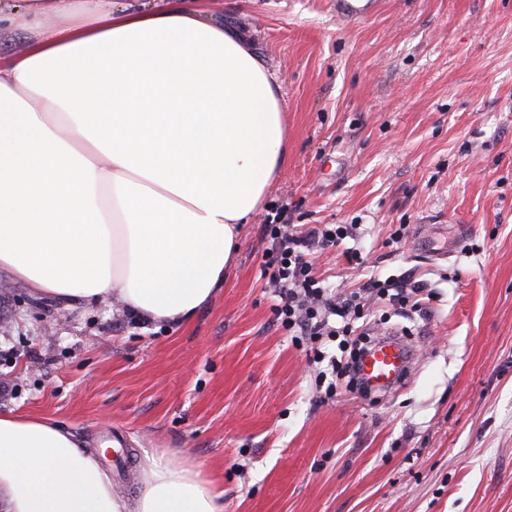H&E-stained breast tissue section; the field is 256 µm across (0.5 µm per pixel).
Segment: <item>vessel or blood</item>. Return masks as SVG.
Masks as SVG:
<instances>
[{"label":"vessel or blood","instance_id":"b4317fda","mask_svg":"<svg viewBox=\"0 0 512 512\" xmlns=\"http://www.w3.org/2000/svg\"><path fill=\"white\" fill-rule=\"evenodd\" d=\"M382 0H330L338 21L362 23L372 19L380 10ZM411 353L395 336L377 339L358 361V376L371 390L391 391L405 381Z\"/></svg>","mask_w":512,"mask_h":512}]
</instances>
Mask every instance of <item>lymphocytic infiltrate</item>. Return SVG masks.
I'll list each match as a JSON object with an SVG mask.
<instances>
[{
  "label": "lymphocytic infiltrate",
  "instance_id": "lymphocytic-infiltrate-1",
  "mask_svg": "<svg viewBox=\"0 0 512 512\" xmlns=\"http://www.w3.org/2000/svg\"><path fill=\"white\" fill-rule=\"evenodd\" d=\"M262 229L271 246L262 256L261 270L276 297V322L295 342L311 345L315 362L328 363L334 379L325 388L326 396H335L341 381L349 389L359 388L357 360L362 345L354 323L362 317V294L338 297L327 293L310 258L314 250L340 245L351 234L352 225L327 224L296 232L289 224L272 219ZM327 338L336 341L338 349L329 358L320 349Z\"/></svg>",
  "mask_w": 512,
  "mask_h": 512
}]
</instances>
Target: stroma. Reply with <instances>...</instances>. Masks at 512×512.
Masks as SVG:
<instances>
[{
	"label": "stroma",
	"mask_w": 512,
	"mask_h": 512,
	"mask_svg": "<svg viewBox=\"0 0 512 512\" xmlns=\"http://www.w3.org/2000/svg\"><path fill=\"white\" fill-rule=\"evenodd\" d=\"M282 79L288 162L241 227L218 294L190 321H129L0 273V412L53 419L88 447L120 433L135 495L149 457L195 467L224 512H512V0H205ZM350 224L313 254L325 287L370 296L362 329L407 337L406 384L317 397L273 314L261 226ZM403 231L400 243L391 240ZM381 4V0H330L336 19L348 24L372 19L379 12ZM389 287L391 288H400V289H392L395 290L396 293L390 294V300L395 302L396 305H399L401 309H406L408 304L412 302L410 305L411 309L418 310L420 307V301L415 300L413 301V294L417 293V289H410V292L404 291L402 286H394L393 284H389L386 282L380 283L379 281H372L370 282L367 287L366 291H369L371 293L375 292L376 294L385 295V291L387 292V295H389Z\"/></svg>",
	"instance_id": "obj_1"
}]
</instances>
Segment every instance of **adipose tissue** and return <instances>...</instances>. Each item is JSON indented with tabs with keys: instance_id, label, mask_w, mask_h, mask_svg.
<instances>
[{
	"instance_id": "1",
	"label": "adipose tissue",
	"mask_w": 512,
	"mask_h": 512,
	"mask_svg": "<svg viewBox=\"0 0 512 512\" xmlns=\"http://www.w3.org/2000/svg\"><path fill=\"white\" fill-rule=\"evenodd\" d=\"M53 24H45V17ZM0 272L61 301L184 323L288 159L281 83L194 0H0ZM47 418L0 412V512H224L152 459L135 496Z\"/></svg>"
}]
</instances>
